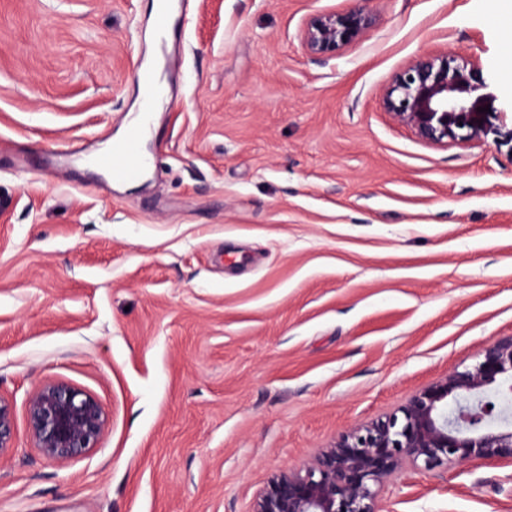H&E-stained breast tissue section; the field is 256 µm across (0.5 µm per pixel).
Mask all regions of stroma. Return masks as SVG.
I'll list each match as a JSON object with an SVG mask.
<instances>
[{
  "label": "stroma",
  "instance_id": "obj_1",
  "mask_svg": "<svg viewBox=\"0 0 512 512\" xmlns=\"http://www.w3.org/2000/svg\"><path fill=\"white\" fill-rule=\"evenodd\" d=\"M154 0H0V512H251L270 477L512 334V143L430 145L381 89L478 61L512 116V0H190L170 22L147 178L94 158L140 104ZM377 23L322 62L318 12ZM67 143L79 157L49 164ZM108 415L44 457L29 394ZM381 512H512V467L407 470ZM25 413L35 448L49 459L83 455L96 447L108 427L101 403L64 382H49L32 392ZM15 417L13 407L0 398V456L13 448Z\"/></svg>",
  "mask_w": 512,
  "mask_h": 512
}]
</instances>
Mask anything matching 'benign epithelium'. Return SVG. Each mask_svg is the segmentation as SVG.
<instances>
[{"mask_svg": "<svg viewBox=\"0 0 512 512\" xmlns=\"http://www.w3.org/2000/svg\"><path fill=\"white\" fill-rule=\"evenodd\" d=\"M376 18L368 13L320 12L302 30L306 52L329 59L363 41ZM488 88L481 66L454 54L409 64L381 89L383 108L430 145L481 140L494 133L512 141V128L476 117L469 98ZM466 130L461 135L459 131ZM512 335L489 344L478 360L448 370L415 392L397 412L354 426L304 466L273 477L252 512H379L381 486L407 467L432 471L476 461L512 466ZM28 430L49 459L79 457L96 447L108 427L92 395L49 382L25 402ZM13 407L0 398V455L13 447Z\"/></svg>", "mask_w": 512, "mask_h": 512, "instance_id": "benign-epithelium-1", "label": "benign epithelium"}]
</instances>
